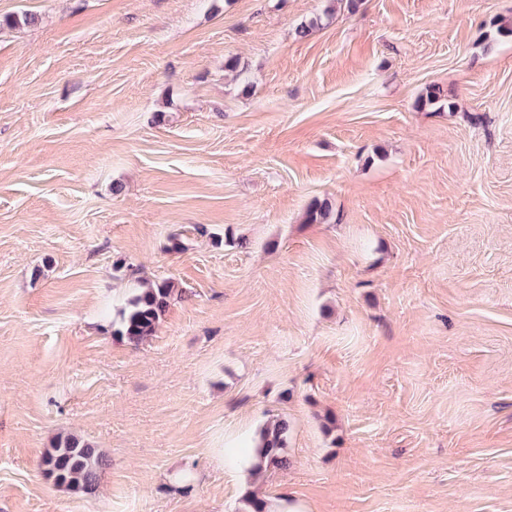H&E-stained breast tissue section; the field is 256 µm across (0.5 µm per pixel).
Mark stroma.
<instances>
[{
    "instance_id": "1",
    "label": "stroma",
    "mask_w": 512,
    "mask_h": 512,
    "mask_svg": "<svg viewBox=\"0 0 512 512\" xmlns=\"http://www.w3.org/2000/svg\"><path fill=\"white\" fill-rule=\"evenodd\" d=\"M23 13L0 512H512V0H0ZM140 278L180 294L133 346ZM279 417L290 464L254 478ZM69 433L95 494L39 466Z\"/></svg>"
}]
</instances>
